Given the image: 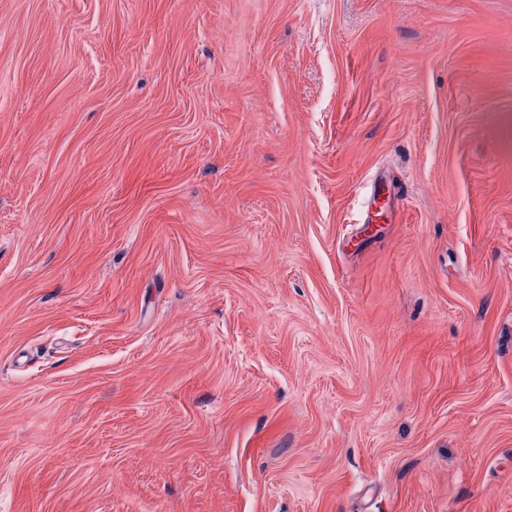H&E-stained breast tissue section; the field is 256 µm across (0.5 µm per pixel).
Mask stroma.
I'll use <instances>...</instances> for the list:
<instances>
[{
  "label": "stroma",
  "instance_id": "obj_1",
  "mask_svg": "<svg viewBox=\"0 0 512 512\" xmlns=\"http://www.w3.org/2000/svg\"><path fill=\"white\" fill-rule=\"evenodd\" d=\"M0 512H512V0H0Z\"/></svg>",
  "mask_w": 512,
  "mask_h": 512
}]
</instances>
